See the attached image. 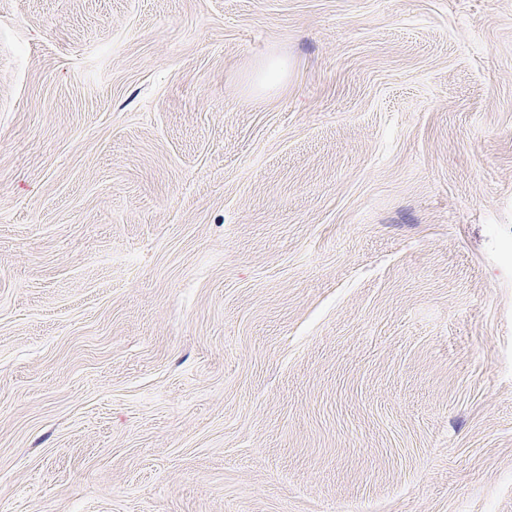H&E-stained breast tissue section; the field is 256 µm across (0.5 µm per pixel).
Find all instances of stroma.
<instances>
[{
    "label": "stroma",
    "mask_w": 512,
    "mask_h": 512,
    "mask_svg": "<svg viewBox=\"0 0 512 512\" xmlns=\"http://www.w3.org/2000/svg\"><path fill=\"white\" fill-rule=\"evenodd\" d=\"M0 512H512V0H0Z\"/></svg>",
    "instance_id": "35a3bbf8"
}]
</instances>
